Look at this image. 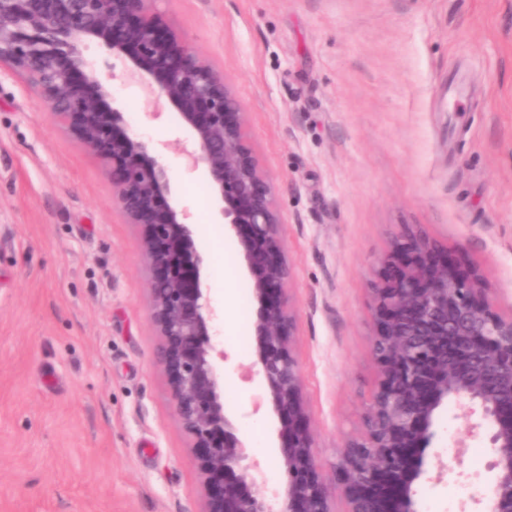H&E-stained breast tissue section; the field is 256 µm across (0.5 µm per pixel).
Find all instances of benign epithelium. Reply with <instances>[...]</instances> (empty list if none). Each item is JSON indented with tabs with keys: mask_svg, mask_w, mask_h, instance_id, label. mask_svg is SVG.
Segmentation results:
<instances>
[{
	"mask_svg": "<svg viewBox=\"0 0 512 512\" xmlns=\"http://www.w3.org/2000/svg\"><path fill=\"white\" fill-rule=\"evenodd\" d=\"M151 0H0V69L46 100L50 118L75 131L112 180L129 224L148 227L142 248L151 272L153 363L201 477L202 512H330L329 492L307 424L302 375L292 354L295 315L284 291L291 277L267 175L253 156L244 109L224 75L166 30ZM93 40L127 61L130 76L164 99L193 137L182 152L207 170L219 221L238 237L256 305L257 371L279 423L281 492L257 488L239 429L224 410L201 284L197 229L168 201L171 185L149 142L128 131L125 113L105 106L110 85L85 56ZM493 284L467 275L420 235H406L380 262L373 283L378 385L367 429L341 452L348 512H419L413 483L435 447L436 411L451 400L486 430L493 479L487 512H512V315L493 309Z\"/></svg>",
	"mask_w": 512,
	"mask_h": 512,
	"instance_id": "1",
	"label": "benign epithelium"
}]
</instances>
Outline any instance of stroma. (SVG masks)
Here are the masks:
<instances>
[{"label":"stroma","instance_id":"stroma-1","mask_svg":"<svg viewBox=\"0 0 512 512\" xmlns=\"http://www.w3.org/2000/svg\"><path fill=\"white\" fill-rule=\"evenodd\" d=\"M224 73L245 110L280 217L293 354L332 512H346L338 453L365 431L377 385L378 260L415 231L494 285L512 314V0H154ZM86 56L132 133L152 141L170 201L217 245L202 277L230 356L224 408L269 487L284 481L278 419L260 404L255 306L237 240L214 219L204 168L188 169L175 110L159 115L102 42ZM466 82L447 110L450 79ZM145 228L126 223L99 161L56 127L41 93L0 71V512H200V479L152 362ZM438 412L420 512H482L484 435Z\"/></svg>","mask_w":512,"mask_h":512}]
</instances>
